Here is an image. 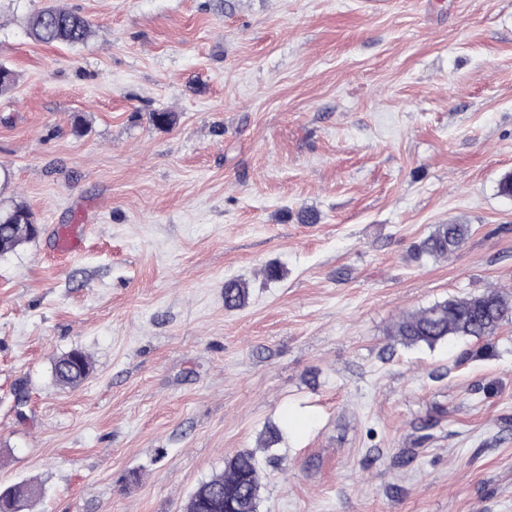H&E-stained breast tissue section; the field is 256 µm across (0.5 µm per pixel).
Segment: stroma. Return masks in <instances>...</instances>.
<instances>
[{
	"instance_id": "stroma-1",
	"label": "stroma",
	"mask_w": 512,
	"mask_h": 512,
	"mask_svg": "<svg viewBox=\"0 0 512 512\" xmlns=\"http://www.w3.org/2000/svg\"><path fill=\"white\" fill-rule=\"evenodd\" d=\"M49 3L84 44L29 37ZM0 64V208L40 226L0 255V487L182 512L246 450L259 512H512V321L389 334L512 291V0H0ZM449 223L465 244L416 257ZM290 410L313 423L268 459ZM80 224H69L54 228L50 238L51 247L56 253L72 254L82 249L83 238L79 231ZM248 299V288L244 283L228 280L224 283V307L228 310L242 307ZM512 318V294L489 291L469 297H453L399 319L390 336L403 345L432 346L457 336L491 338ZM91 371L87 355L74 349L58 357L54 362V379L62 387L76 388L82 384Z\"/></svg>"
}]
</instances>
